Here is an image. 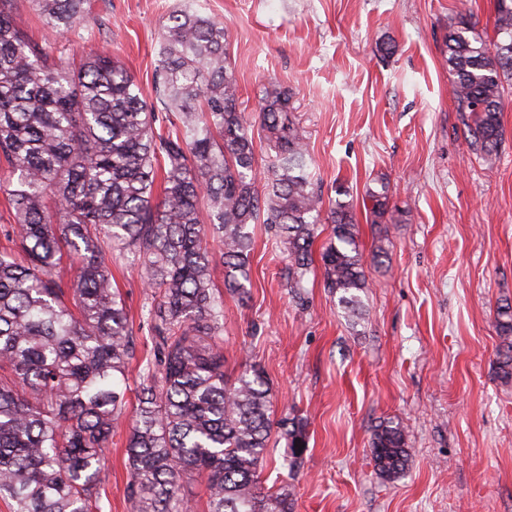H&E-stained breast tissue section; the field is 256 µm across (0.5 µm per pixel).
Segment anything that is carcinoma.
Returning <instances> with one entry per match:
<instances>
[{"label": "carcinoma", "mask_w": 512, "mask_h": 512, "mask_svg": "<svg viewBox=\"0 0 512 512\" xmlns=\"http://www.w3.org/2000/svg\"><path fill=\"white\" fill-rule=\"evenodd\" d=\"M0 0V159L14 223L0 248V496L13 512H99L100 473L125 414L133 355L126 304L113 286L114 252L133 254L152 291L147 321L155 361L146 365L127 455L130 512H189L181 482L204 483L208 512H293L288 486L259 480L273 429L264 371L249 361L224 370L216 338L224 301L212 280V239L224 287L250 280L252 225L287 245L288 287L301 294L322 272L346 318L362 317L368 288L353 207L325 203L293 115L292 95L267 90L258 124L239 109L224 22L188 2L158 38L154 99L105 51L79 65L16 27ZM44 28L65 37L93 23L88 0H30ZM492 45L448 30L451 93L470 113L471 145L492 164L502 139L503 79L512 75V0H496ZM372 223L387 213L389 186L370 189ZM331 237L314 256L318 225ZM69 255L75 273L58 269ZM512 335V307L497 312ZM288 467L308 446L299 418L281 423ZM371 447L378 474L398 477L404 428L385 422Z\"/></svg>", "instance_id": "obj_1"}]
</instances>
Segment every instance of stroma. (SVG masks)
I'll return each instance as SVG.
<instances>
[{
    "instance_id": "1",
    "label": "stroma",
    "mask_w": 512,
    "mask_h": 512,
    "mask_svg": "<svg viewBox=\"0 0 512 512\" xmlns=\"http://www.w3.org/2000/svg\"><path fill=\"white\" fill-rule=\"evenodd\" d=\"M231 33L239 107L256 117L263 91L289 90L325 197L344 190L358 224L368 288L348 322L321 277L301 297L284 279L288 252L254 228L246 296L222 289L220 342L235 374L243 357L270 384L274 415L306 424L308 448L289 469L271 438L266 484L289 485L294 512H512V379L497 308L512 303V79L503 82L502 143L486 165L468 117L448 92L444 40L468 21L493 41L495 0H197ZM177 0H90L93 24L58 50H108L152 98L162 24ZM395 51L380 52L381 44ZM390 187L389 212L372 223L367 189ZM383 251L381 263L372 256ZM133 338L127 417L154 342L150 301L130 257L112 264ZM401 423L410 457L380 478L374 429ZM127 426L112 436L101 474L102 512H128Z\"/></svg>"
}]
</instances>
